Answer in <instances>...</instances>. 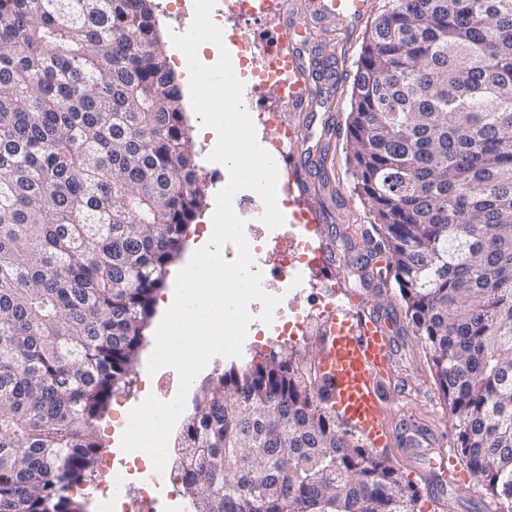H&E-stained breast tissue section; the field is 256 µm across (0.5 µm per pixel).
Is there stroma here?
Returning <instances> with one entry per match:
<instances>
[{
  "label": "stroma",
  "instance_id": "35a3bbf8",
  "mask_svg": "<svg viewBox=\"0 0 512 512\" xmlns=\"http://www.w3.org/2000/svg\"><path fill=\"white\" fill-rule=\"evenodd\" d=\"M159 19L164 44L184 41L186 33L201 37L208 32L207 25L191 16L187 0H153ZM307 0H288V12L300 21L301 45L306 58L311 59L320 74L312 88L311 96L303 111L288 113L287 118L295 131V138L302 148L301 168L307 181L306 196H299L289 179L288 166L279 168L280 192L288 207L304 205L319 210L322 221L307 230L304 239L309 248L327 244L336 253L334 266L325 269H305L303 283L305 295L318 312L324 311L323 296L335 293L345 305L367 306L391 317L394 327L390 333L394 366L390 376L391 417L395 435H403L414 427H428L439 453L460 458L441 392L431 370L424 345L415 335L406 305L395 280L381 282L390 257L380 250V227L362 204L355 191L352 168L349 163L346 122L351 110V92L364 39L380 14L381 0H371L369 12L362 24L348 31L336 23H322L308 18ZM223 33L232 35L239 43H274L279 37L277 13L261 18L224 14ZM190 142L198 156L201 170L199 184L204 192L206 209H214L216 195L223 189L228 175L227 168L210 161L208 140L199 138L194 127V114H187ZM262 303H255L240 356L213 357L202 370V378H210L231 366L252 360L262 362L271 352H297L315 361L318 344L315 328L316 316L305 322L302 333L288 340L264 336L260 315ZM156 322H149L144 331L146 344L130 376L131 383L110 400L107 412L96 428L100 444L98 458L118 464L119 457L112 449V437L122 429L124 412L142 403L144 381L152 346L155 342ZM400 443H392L385 453L404 479L418 489L421 499L419 512H486L491 500L484 486L471 485L446 488L439 498H431L426 478L419 465L406 460Z\"/></svg>",
  "mask_w": 512,
  "mask_h": 512
}]
</instances>
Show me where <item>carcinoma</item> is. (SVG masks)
I'll list each match as a JSON object with an SVG mask.
<instances>
[{
	"label": "carcinoma",
	"instance_id": "cac0c4a2",
	"mask_svg": "<svg viewBox=\"0 0 512 512\" xmlns=\"http://www.w3.org/2000/svg\"><path fill=\"white\" fill-rule=\"evenodd\" d=\"M356 190L467 469L512 512V0H384L354 77ZM151 0H0V512H84L95 425L203 205ZM305 358L195 392L189 512H416Z\"/></svg>",
	"mask_w": 512,
	"mask_h": 512
}]
</instances>
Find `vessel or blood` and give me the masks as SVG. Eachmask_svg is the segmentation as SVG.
Here are the masks:
<instances>
[{"label":"vessel or blood","mask_w":512,"mask_h":512,"mask_svg":"<svg viewBox=\"0 0 512 512\" xmlns=\"http://www.w3.org/2000/svg\"><path fill=\"white\" fill-rule=\"evenodd\" d=\"M318 19L354 23L365 15L369 0H308ZM305 58L300 51L288 55V66L272 88L287 94L289 110L302 108L308 85L300 79ZM392 322L380 315L359 314L345 304H328L325 320L318 330L319 356L315 370L329 405L348 424L360 431L371 447L386 445L389 394L385 387L393 358L389 343ZM421 434L407 437L406 443L420 462L432 495H439L448 481L445 461L436 459L425 448Z\"/></svg>","instance_id":"obj_1"}]
</instances>
